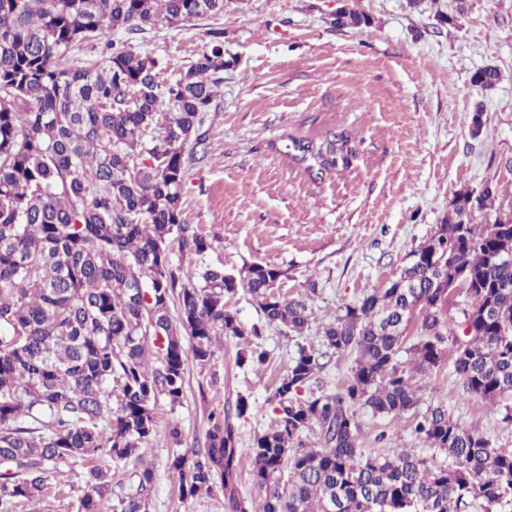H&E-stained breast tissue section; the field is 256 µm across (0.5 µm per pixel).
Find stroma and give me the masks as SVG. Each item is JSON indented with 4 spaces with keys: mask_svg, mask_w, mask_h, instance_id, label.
<instances>
[{
    "mask_svg": "<svg viewBox=\"0 0 512 512\" xmlns=\"http://www.w3.org/2000/svg\"><path fill=\"white\" fill-rule=\"evenodd\" d=\"M344 5L370 25H333ZM447 16L456 25L444 24ZM215 28L234 64L203 126L207 156L188 164L184 219L214 240L205 262L228 271L277 266L286 273L282 293L312 294L315 316L301 337L267 328L271 360L260 371L237 365L232 339L207 366L186 364L182 399L158 400L157 434L146 445L156 477L150 512H228L220 490L181 498L168 468L170 424L184 447L201 448L211 413L224 410L240 452L238 495L259 500L251 448L275 424L270 398L298 344L318 342L341 305L386 287L460 190L492 184L496 206L512 207V0H231L223 17L162 24L137 35L136 46L167 62L166 83L204 53ZM486 67L499 71L496 85L472 84ZM478 108L484 127L475 136ZM334 127L352 134L355 155L347 170L312 181L285 147ZM413 381L417 412L444 404L492 446L512 450V425L502 421L512 398L494 408L468 398L449 360ZM241 396L250 409L240 417ZM357 419L364 454L429 453L411 415L391 420L362 409ZM85 470L78 462L51 474L41 512H77Z\"/></svg>",
    "mask_w": 512,
    "mask_h": 512,
    "instance_id": "1",
    "label": "stroma"
}]
</instances>
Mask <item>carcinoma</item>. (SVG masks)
<instances>
[{
    "mask_svg": "<svg viewBox=\"0 0 512 512\" xmlns=\"http://www.w3.org/2000/svg\"><path fill=\"white\" fill-rule=\"evenodd\" d=\"M227 0H0V512L43 500L61 465L89 463L78 512H100L112 493L103 460L140 467L119 512H148L153 468L142 445L156 434L155 406L180 402L185 364L211 362L224 338L237 340L236 363L270 359L263 331L303 335L313 307L280 292L284 273L252 264L237 273L203 263L195 280L172 260L204 257L212 241L183 219L186 160L207 155L199 133L224 83V31L165 85L160 59L129 35L224 14ZM338 28L368 19L349 7ZM128 34L115 41L117 31ZM107 52L86 59V45ZM486 67L472 83L493 87ZM352 136L293 138L292 160L321 178L348 168ZM490 186L457 193L434 233L387 287L340 309L323 327L325 350L298 346L273 393L277 419L255 436L251 475L264 491L245 505L236 495L239 456L233 427L210 416L206 447L172 456L183 497L224 489L229 512H485L512 506V450L495 448L461 426L443 404L416 414L414 432L445 455L358 448L357 411L398 418L417 406L413 355L429 375L446 360L442 319L450 291L464 293L453 366L467 395L495 406L512 397V224L476 217L492 209ZM251 295L263 323L244 326L226 305ZM177 303V317L170 303ZM419 323L420 339L406 345ZM354 356L334 393L304 388L326 356ZM119 389L112 407V388ZM320 429L321 447L299 434Z\"/></svg>",
    "mask_w": 512,
    "mask_h": 512,
    "instance_id": "carcinoma-1",
    "label": "carcinoma"
}]
</instances>
